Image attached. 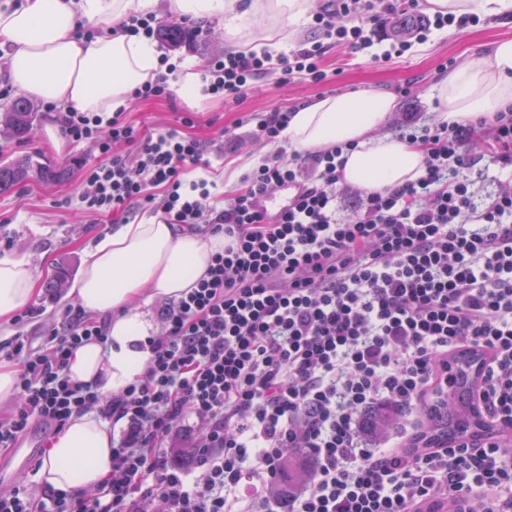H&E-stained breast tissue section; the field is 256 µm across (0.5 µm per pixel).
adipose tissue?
<instances>
[{"label":"adipose tissue","mask_w":512,"mask_h":512,"mask_svg":"<svg viewBox=\"0 0 512 512\" xmlns=\"http://www.w3.org/2000/svg\"><path fill=\"white\" fill-rule=\"evenodd\" d=\"M172 9L195 19H220L228 43L242 52L280 50L310 9V0H170ZM158 0H0V74L27 96L54 103L57 111L115 112L135 88L153 80L159 68L154 42L118 30L120 21L153 11ZM267 27L257 32L255 22ZM107 27L92 42L75 36L78 21ZM438 117L465 122L512 105V40L472 51L434 89ZM396 109L394 97L372 90L338 94L306 103L293 113L287 135L296 149L320 150L354 143L343 178L368 192L415 180L424 148L385 133ZM224 247L220 236L202 237L180 224L146 216L118 225L84 248V264L68 290L90 315L111 317V346L88 342L70 358L73 381L93 382L100 391H121L143 373L148 353L140 347L154 328L135 301L177 298L202 278L212 255ZM37 292L31 263L0 259V325L10 323ZM112 471L109 422L87 413L72 418L52 441L38 478L61 490L98 486Z\"/></svg>","instance_id":"adipose-tissue-1"}]
</instances>
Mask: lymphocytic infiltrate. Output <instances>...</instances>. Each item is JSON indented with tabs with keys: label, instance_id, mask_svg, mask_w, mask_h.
Returning <instances> with one entry per match:
<instances>
[{
	"label": "lymphocytic infiltrate",
	"instance_id": "f902f5d3",
	"mask_svg": "<svg viewBox=\"0 0 512 512\" xmlns=\"http://www.w3.org/2000/svg\"><path fill=\"white\" fill-rule=\"evenodd\" d=\"M418 0H326L315 37L289 52H224L200 68L202 93L238 101L277 76L328 79V49L378 63L389 19ZM292 112L245 115L250 139L277 144ZM198 115L145 132L125 112L59 117L67 143L90 145L80 211L92 224L140 213L205 228L224 239L207 274L166 300L150 356L116 394L67 374L82 343L108 345V318L67 314L39 348L17 333L0 353L18 368L13 408L0 418V450L34 424L62 430L96 413L119 429L112 472L75 492L22 479L0 489V512H512V181L478 197L474 168L512 169V106L464 123L413 119L399 138L425 147L414 181L356 193L336 217L342 143L313 153L278 151L220 200L198 176L209 141L188 135ZM287 192L285 209L268 199ZM484 353L487 433L435 449L417 446L445 383L448 355ZM396 425L365 437L366 411ZM308 453L311 478L278 489L284 456Z\"/></svg>",
	"mask_w": 512,
	"mask_h": 512
}]
</instances>
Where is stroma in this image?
<instances>
[{
	"label": "stroma",
	"instance_id": "obj_1",
	"mask_svg": "<svg viewBox=\"0 0 512 512\" xmlns=\"http://www.w3.org/2000/svg\"><path fill=\"white\" fill-rule=\"evenodd\" d=\"M202 25V37L179 51L183 59L182 72H196L206 58L225 50L223 22L206 19ZM502 38L512 39V12L488 15L484 23L462 31L452 28L431 31L425 41L413 42L403 56L379 64L364 63L360 55L332 48L324 57L328 73V82L324 85L295 78L281 86L271 76L258 80L238 102L222 103L208 98L196 101L182 96L173 104L163 99L133 101L127 107L128 117L143 127L164 128L173 124L176 108L199 111V122L191 127L190 133L212 141L209 178L216 184L215 194L228 198L237 188L225 185L222 178L225 167L240 166L274 151L273 146L248 139L237 150L225 148L220 133L233 128L242 113L295 109L329 95L382 90L392 93L397 100L394 119H401L406 112L429 115L439 107L434 88L443 76L441 63L448 59L463 62L469 50ZM31 107L36 119L28 140L20 143L7 137L0 139V161L34 155L43 163L63 166L64 175L53 183L33 181L0 193V235L9 238L8 243L0 242V257L11 254L25 258L38 274L40 288L33 302L43 307L44 312L24 329L32 344L37 346L42 342L44 328L61 321L66 309L73 304L65 289L51 290L48 281L60 275L66 284L72 283L81 271L84 244L103 236L104 231L101 225L83 223L79 215L83 179L80 164L94 161L93 151L85 144L54 150L41 137L49 112L38 101L32 102ZM63 200L68 201V208H60Z\"/></svg>",
	"mask_w": 512,
	"mask_h": 512
}]
</instances>
